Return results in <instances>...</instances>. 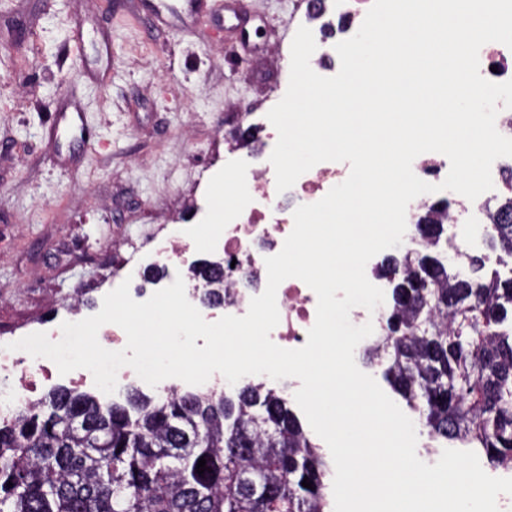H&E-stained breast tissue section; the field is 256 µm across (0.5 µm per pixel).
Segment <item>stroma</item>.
Returning a JSON list of instances; mask_svg holds the SVG:
<instances>
[{
  "mask_svg": "<svg viewBox=\"0 0 512 512\" xmlns=\"http://www.w3.org/2000/svg\"><path fill=\"white\" fill-rule=\"evenodd\" d=\"M0 0V336L99 301L168 219L213 223L243 108L280 98L300 0H210L189 22L156 2ZM76 103L85 133L47 137Z\"/></svg>",
  "mask_w": 512,
  "mask_h": 512,
  "instance_id": "obj_1",
  "label": "stroma"
}]
</instances>
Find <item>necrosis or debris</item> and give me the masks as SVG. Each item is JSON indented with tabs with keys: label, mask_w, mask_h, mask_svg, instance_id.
<instances>
[{
	"label": "necrosis or debris",
	"mask_w": 512,
	"mask_h": 512,
	"mask_svg": "<svg viewBox=\"0 0 512 512\" xmlns=\"http://www.w3.org/2000/svg\"><path fill=\"white\" fill-rule=\"evenodd\" d=\"M373 0H317L306 10L309 20L325 14L338 18L337 32L343 38L353 36L361 26ZM507 158L497 159L492 166L493 188L476 200L457 196V207L441 211L443 223L451 227L448 255L458 268H465L469 257L486 240L487 210L501 189L512 187V169ZM347 165L326 161L304 173L292 188L277 192L275 171L270 164H257L245 159L234 160L226 172L230 182L245 181L244 191L233 192L224 214L221 230L208 224L189 227L171 224L169 234L157 240L152 255L171 264H179L187 251L217 252L236 259L250 278L242 286L240 277L228 276L217 294L224 303L217 308L201 307L206 321L214 322L226 315L242 316L249 309L252 297L261 294L267 284L265 260L276 255L294 227L293 204H312L349 175ZM280 322L270 334L271 340L286 349L303 347L308 332L316 320L317 296L303 281L289 278L283 281L276 295ZM67 382L73 386L94 389L90 371L77 369L60 375L56 365L46 358H35L24 351H10L0 346V415L13 413L31 403L32 396L42 386Z\"/></svg>",
	"instance_id": "4bbe7bcc"
}]
</instances>
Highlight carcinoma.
I'll return each mask as SVG.
<instances>
[{
	"instance_id": "1",
	"label": "carcinoma",
	"mask_w": 512,
	"mask_h": 512,
	"mask_svg": "<svg viewBox=\"0 0 512 512\" xmlns=\"http://www.w3.org/2000/svg\"><path fill=\"white\" fill-rule=\"evenodd\" d=\"M490 219V247L511 254L512 195ZM434 228L429 249L387 258L396 285L427 261L434 274L393 299L369 360L386 356V380L430 435L497 466L512 458V277L448 272V233ZM210 401L51 390L0 422V512H324L329 464L282 397L248 384L222 410Z\"/></svg>"
}]
</instances>
